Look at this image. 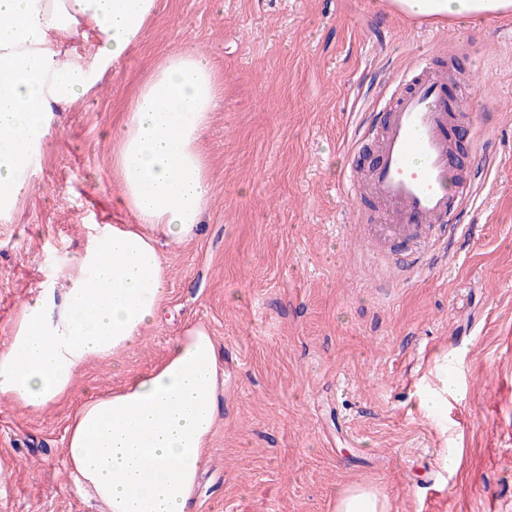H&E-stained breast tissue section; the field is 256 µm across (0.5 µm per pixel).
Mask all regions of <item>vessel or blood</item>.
<instances>
[{"label":"vessel or blood","mask_w":512,"mask_h":512,"mask_svg":"<svg viewBox=\"0 0 512 512\" xmlns=\"http://www.w3.org/2000/svg\"><path fill=\"white\" fill-rule=\"evenodd\" d=\"M446 77L419 62L412 77L385 100L376 140L378 160L367 169L370 193L392 218L372 226L381 242H413L412 273L428 271L427 252H447L450 242L471 231L456 221L470 193L453 161L448 132L453 120L444 97Z\"/></svg>","instance_id":"vessel-or-blood-1"}]
</instances>
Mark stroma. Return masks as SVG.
<instances>
[{"instance_id":"stroma-1","label":"stroma","mask_w":512,"mask_h":512,"mask_svg":"<svg viewBox=\"0 0 512 512\" xmlns=\"http://www.w3.org/2000/svg\"><path fill=\"white\" fill-rule=\"evenodd\" d=\"M206 54L219 100L201 144L199 233L161 245L160 323L74 395L39 412L0 402V512H94L63 466L69 416L149 371L185 325L226 368L194 512H336L365 484L389 512L512 507V19L420 23L387 0H157L144 41L58 113L24 197L0 220V344L95 224H130L112 131L167 55ZM457 60L456 158L476 175L473 229L423 278L408 248L367 239L380 210L345 174L405 69ZM456 383L442 414L422 398ZM459 465H443L444 455Z\"/></svg>"}]
</instances>
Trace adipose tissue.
I'll return each instance as SVG.
<instances>
[{"mask_svg":"<svg viewBox=\"0 0 512 512\" xmlns=\"http://www.w3.org/2000/svg\"><path fill=\"white\" fill-rule=\"evenodd\" d=\"M420 20L512 17V0H391ZM156 0H0V215L25 195L69 107L144 38ZM91 41V53L72 45ZM218 100L209 59L167 57L112 133V172L132 224H100L72 263L31 296L0 348V399L39 411L71 396L94 360L128 351L161 319L160 240L194 238L211 194L201 142ZM217 343L194 325L132 383L69 417L65 470L97 512H193L223 385Z\"/></svg>","mask_w":512,"mask_h":512,"instance_id":"adipose-tissue-1","label":"adipose tissue"}]
</instances>
